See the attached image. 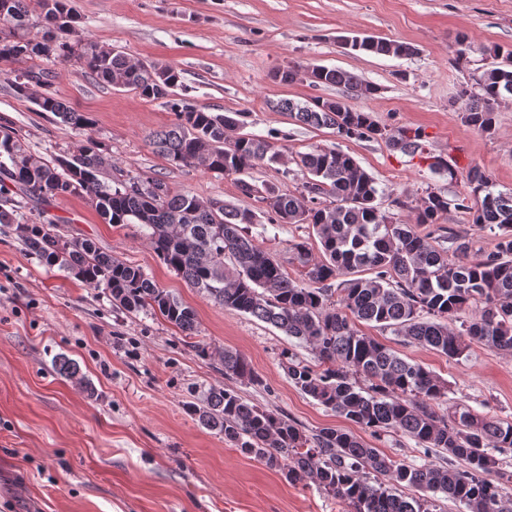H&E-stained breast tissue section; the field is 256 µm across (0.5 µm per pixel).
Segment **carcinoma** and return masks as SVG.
<instances>
[{
  "mask_svg": "<svg viewBox=\"0 0 512 512\" xmlns=\"http://www.w3.org/2000/svg\"><path fill=\"white\" fill-rule=\"evenodd\" d=\"M38 30L39 38L27 29ZM353 51L404 56L413 48L379 37L354 38ZM27 57L75 61L103 83L128 89L148 100H166L176 122L152 135L157 152L171 166L201 167L238 176L245 196L266 204L273 224H308L324 257L311 258L308 242L291 240L288 251L306 269V281L288 277L282 264L249 235L256 215L222 201L202 202L174 194L158 179L112 181V157L88 131L93 121L74 112L51 91V74L36 64L15 76L14 91L25 97L34 87L41 112H50L85 133L66 156L45 158L28 151L9 129L0 133V199L20 208L27 201L50 204L86 192L110 224H140L156 256L215 304L249 314L306 345L317 361L293 357L284 365L288 379L326 409L375 434L394 430L420 448H439L458 464L417 466L399 462L365 444L350 431L326 427L308 434L293 420L247 402L227 386L211 388L202 404L187 410L202 426L224 435L242 453L280 470L288 479L307 478L348 503L351 512H432L426 493H442L468 512H512L500 482L495 453L512 448V420L482 415L448 397L451 386L417 362L399 357L363 333L357 323H374L410 342L458 360L472 345L512 352V193L477 166L468 169L470 193L455 208L472 223L495 233V249L470 258L466 237L448 233L452 250L436 245L418 226L438 224L448 199L428 192L415 207L413 224L403 223L377 204L376 181L349 154L316 147L296 165L306 180L294 193L272 185L265 194L249 182L279 151L268 141L239 133L245 113L207 112L178 97L180 76L169 64L144 65L122 51L82 37L72 25L65 0H0V59ZM474 83L462 88V118L491 135L505 95H512V50L495 48ZM336 85L355 95L376 94L356 74L327 67L290 66L273 78ZM282 110L311 127H329L342 138L384 141L410 157L424 158V133L412 127L388 130L372 113L342 99H314ZM16 232L49 266H58L95 288L129 313L157 310L187 336L197 330L192 308L161 288L143 268L126 263L87 238H69L46 224H18ZM340 280L333 288V281ZM224 375L262 384L238 352H217ZM386 474L393 487L369 484L372 473Z\"/></svg>",
  "mask_w": 512,
  "mask_h": 512,
  "instance_id": "obj_1",
  "label": "carcinoma"
}]
</instances>
